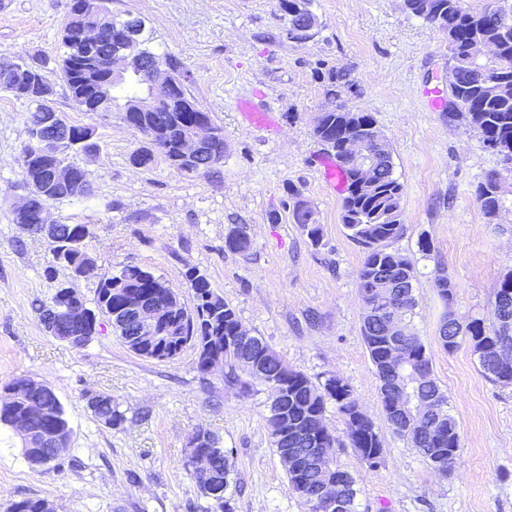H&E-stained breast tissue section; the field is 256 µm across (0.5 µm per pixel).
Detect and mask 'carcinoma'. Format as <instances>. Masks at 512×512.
Segmentation results:
<instances>
[{"mask_svg": "<svg viewBox=\"0 0 512 512\" xmlns=\"http://www.w3.org/2000/svg\"><path fill=\"white\" fill-rule=\"evenodd\" d=\"M288 2V27L304 29L307 15L312 13V0H301L304 11L297 13L293 0ZM112 0H71L70 10L61 34L62 52L57 59L59 79L71 99L89 97L91 112H128L131 105L150 90L134 76L118 78L112 90L102 96L92 95L91 87L103 78V62L88 58V48L76 38L75 28L80 24L77 13L82 10L105 18V41L112 45L121 38L124 17L112 14ZM406 9L443 32L448 39V67L454 72V102L448 119L463 118L481 135L485 145L505 157L512 158V0H483L475 8L471 0H429L427 9L415 7V0H405ZM138 32L143 53L151 60H159L178 75H183L179 62L169 53L160 54L155 49V36L145 19L139 17ZM479 39L497 44L494 55L484 59L471 56L469 48ZM47 60L31 56L21 68L10 69L0 65V91L36 105L51 108L54 86L45 75ZM196 116L194 112H171L164 100H159L156 110L144 113L133 130L149 139L155 135L164 147L160 152L149 144L131 155V162L148 167L155 160V153L171 162L181 133L188 130ZM61 136L66 138L59 148L56 162L76 169L68 161V152L80 150L95 152L99 149L94 129L62 119ZM376 124L368 113H355L343 105L336 111L323 113L314 134L326 147L347 179L346 195L342 203L341 223L348 236L363 249L364 259L358 271L359 289L363 304L361 336L365 349L375 368L379 382L378 397L386 421L392 429L415 448L433 469L446 473L453 470L460 458L461 441L458 424L448 409V393L433 378L432 355L412 331L399 337L404 352L405 365L399 380H388L386 358L393 338L387 333L383 308L397 310L402 319L414 317V289L417 271L414 264L393 244L403 235L401 201L402 183L395 177L392 147L386 142L369 148L373 188L360 193L356 187L354 166L346 159L343 146L346 139L363 126ZM28 140L21 149L19 165L22 173L37 175L49 160L36 153L33 131L27 129ZM501 175L488 174L475 188V198L484 214L495 218L504 209L499 190ZM89 184H67L52 187L48 197L52 200L80 199L92 195ZM294 223L306 231L311 243H321L323 234L312 211L293 207ZM91 236L88 224H60L53 226L51 240L52 260L44 270L46 277L54 275L60 258L66 267L75 271L88 261L86 242ZM227 250L245 254L251 249L247 232L238 227L224 241ZM185 279L192 290L193 308L189 309L178 294L160 277L149 270L128 264L113 275L102 278L93 298L94 316L86 323L85 335L94 336L99 326V315L112 317L122 305L124 294L145 295L163 306L175 301L177 308L168 320L160 323L154 347L137 346L128 342L133 332L125 325L115 327L123 343L135 354L156 360H172L186 345L196 349L198 372H209V364L216 358L224 365V383L250 394L257 385L273 389L276 382L288 384V406L271 399L268 421L277 419L297 428L298 434L288 437L272 434L288 479L289 490L309 504L311 512H325L328 506L314 501L327 480L323 469L300 474L293 467V458L312 447L311 434L323 421L327 406L336 405L346 423V437L350 447L371 465L378 464L374 457L382 454V442L372 420L353 397L350 386L343 378L332 375L315 383L304 373L290 367L261 337H241L238 328L241 320L236 309L217 295L208 278L195 268L185 272ZM438 295L445 303V313L438 328L439 341L444 350L452 353L463 345L472 348L478 365L490 381L507 386L512 384V272L503 276L494 292L492 307L494 321L485 323L481 318L465 321L455 316L453 306L457 284L444 270H438L434 279ZM9 389L17 392L18 399L0 398V426L10 427L13 422L36 411L33 426L49 431L59 425L69 428L63 405L52 390L39 385L31 378H19ZM405 393L406 403L414 406L424 399L429 405L430 416L418 419L411 412L395 409L399 392ZM96 420L108 428H118L125 421L119 405L112 403V395H100L93 410ZM198 443L190 453H203L210 459L211 476L189 473L200 493L214 504V512H233L231 498L226 496L230 487L231 464L227 451L210 432H195ZM23 456L31 467H40L56 461L47 448H25ZM339 476L336 498L342 504L337 512H358V490L355 478L346 470L335 468ZM40 499L25 498L9 503L5 512H40Z\"/></svg>", "mask_w": 512, "mask_h": 512, "instance_id": "cac0c4a2", "label": "carcinoma"}]
</instances>
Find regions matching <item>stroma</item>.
<instances>
[{
  "instance_id": "obj_1",
  "label": "stroma",
  "mask_w": 512,
  "mask_h": 512,
  "mask_svg": "<svg viewBox=\"0 0 512 512\" xmlns=\"http://www.w3.org/2000/svg\"><path fill=\"white\" fill-rule=\"evenodd\" d=\"M69 6L0 0V57L55 61ZM312 9L317 33L295 43L285 37L278 0H112L114 14L143 17L157 46L189 72L188 93L224 131V160L192 175L161 160L135 166L130 157L145 140L120 113L80 112L56 86L54 109L95 126L100 145L99 154L73 157L87 170L93 197L47 203L55 221L92 230L87 250L96 271L74 286L93 299L100 277L137 264L188 303L184 273L196 268L249 333L292 368L315 382L335 374L349 384L383 441L380 463L369 465L328 405L332 454L357 482L359 512H512V387L487 379L469 346L452 353L440 347L445 308L434 286L445 269L457 285L456 314L490 319L493 294L512 271V171L465 120L430 107L425 89L448 88V41L404 0H313ZM331 70L346 74L348 85H331ZM247 103L270 111L272 127L251 125ZM339 104L374 117L404 185L405 231L394 247L417 271L411 327L432 355L461 439V464L445 475L392 431L379 402L360 333L363 251L341 222L342 194L325 187L317 165L325 149L315 117ZM30 109L0 92V391L21 377L48 383L69 421L71 450L35 470L14 432L0 430V512L24 498L48 499L57 512H210L211 501L185 469L188 440L200 429L228 452L234 512H310L289 491L272 446L265 387L244 397L225 385L223 369L199 374L190 346L169 361L140 357L106 321L80 348L45 330L32 303L49 298L69 274L60 268L46 279L49 243L20 238L14 222L28 192L17 158ZM492 172L504 179L505 200L493 223L474 196ZM297 199L321 225V245L294 223ZM238 226L252 242L244 256L224 247ZM423 236L432 245L427 255L418 244ZM90 391L119 403L126 416L120 428L93 417Z\"/></svg>"
}]
</instances>
